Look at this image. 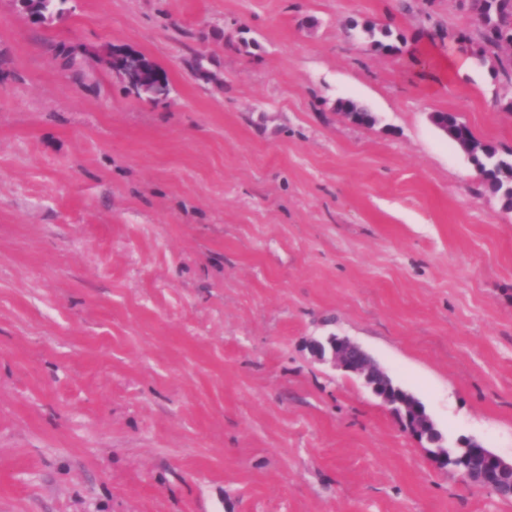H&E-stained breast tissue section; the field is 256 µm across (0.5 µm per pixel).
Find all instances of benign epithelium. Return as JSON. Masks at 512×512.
I'll return each mask as SVG.
<instances>
[{
  "instance_id": "7a95c632",
  "label": "benign epithelium",
  "mask_w": 512,
  "mask_h": 512,
  "mask_svg": "<svg viewBox=\"0 0 512 512\" xmlns=\"http://www.w3.org/2000/svg\"><path fill=\"white\" fill-rule=\"evenodd\" d=\"M112 71L126 82L131 93H137L146 77L132 51H115L109 60ZM313 351L320 359L330 358L337 368L361 376L372 393L389 410L402 417L406 431L428 445L431 460L440 467L453 466L473 484L498 495L512 497V459H506L469 438L448 442L436 427L425 407L394 397L392 379L357 343L347 337L329 336L313 343Z\"/></svg>"
}]
</instances>
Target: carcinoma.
<instances>
[{
	"instance_id": "obj_1",
	"label": "carcinoma",
	"mask_w": 512,
	"mask_h": 512,
	"mask_svg": "<svg viewBox=\"0 0 512 512\" xmlns=\"http://www.w3.org/2000/svg\"><path fill=\"white\" fill-rule=\"evenodd\" d=\"M457 7L473 18V29L458 30L448 39L475 59L489 67L493 78L512 83V55L503 56V46H512V0H481L476 7L468 0H457ZM366 33L373 46L381 51L401 53L406 47L403 36L392 37L389 28L378 29L371 25ZM169 85L159 86L145 82L137 96H146L153 101L167 98ZM340 112H354L358 123L370 125L375 117L366 106L353 100H340L336 104ZM471 146L466 150L469 159L482 179V185L498 196L507 210H512V151L501 152L491 144L470 138Z\"/></svg>"
}]
</instances>
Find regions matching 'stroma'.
Listing matches in <instances>:
<instances>
[{
  "label": "stroma",
  "instance_id": "1",
  "mask_svg": "<svg viewBox=\"0 0 512 512\" xmlns=\"http://www.w3.org/2000/svg\"><path fill=\"white\" fill-rule=\"evenodd\" d=\"M368 23L440 53L472 18L66 0L36 26L0 0V512H512L312 350L348 337L512 458V210L431 121L511 149L512 85L475 64L427 93ZM116 49L167 71L164 103ZM135 55L132 51H113L109 66L113 72L123 78L132 94L137 93V97L146 96L153 101H158L161 98L166 99L170 92L167 79L164 86L145 82L137 92L146 74L141 69L139 61L135 59Z\"/></svg>",
  "mask_w": 512,
  "mask_h": 512
}]
</instances>
